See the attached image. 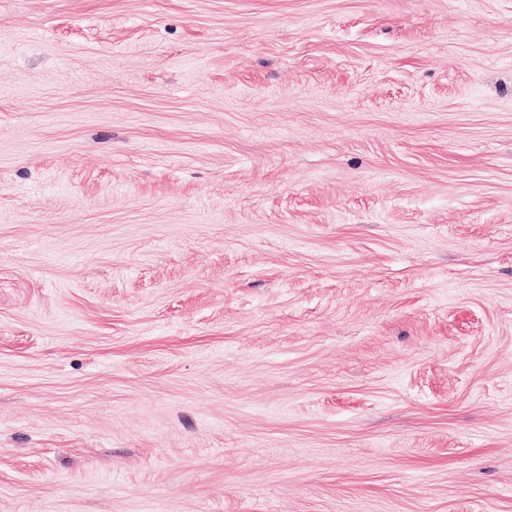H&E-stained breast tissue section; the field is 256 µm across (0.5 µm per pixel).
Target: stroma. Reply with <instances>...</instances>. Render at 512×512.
I'll list each match as a JSON object with an SVG mask.
<instances>
[{
    "instance_id": "35a3bbf8",
    "label": "stroma",
    "mask_w": 512,
    "mask_h": 512,
    "mask_svg": "<svg viewBox=\"0 0 512 512\" xmlns=\"http://www.w3.org/2000/svg\"><path fill=\"white\" fill-rule=\"evenodd\" d=\"M0 512H512V0H0Z\"/></svg>"
}]
</instances>
